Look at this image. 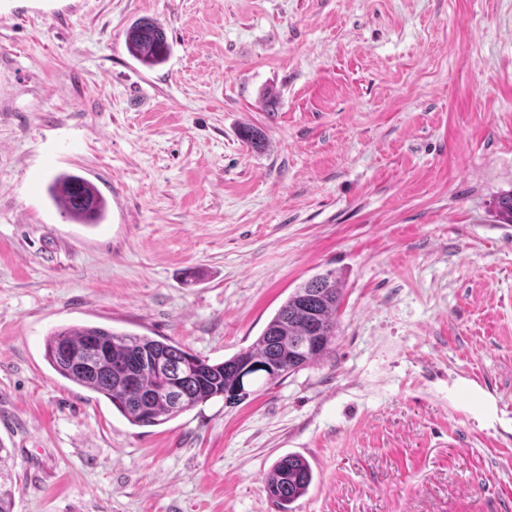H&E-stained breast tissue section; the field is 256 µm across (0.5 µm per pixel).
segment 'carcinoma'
<instances>
[{
  "label": "carcinoma",
  "instance_id": "carcinoma-1",
  "mask_svg": "<svg viewBox=\"0 0 512 512\" xmlns=\"http://www.w3.org/2000/svg\"><path fill=\"white\" fill-rule=\"evenodd\" d=\"M125 44L150 69L165 63L170 51L163 26L149 18L128 27ZM47 195L74 224H99L109 208L97 187L74 173L53 175ZM341 302L336 274L314 275L288 295L251 345L223 362L212 363L167 339L97 325L55 329L46 339L45 357L63 378L108 399L130 424L158 426L214 398L243 400L232 392L243 386L241 370L250 362L268 365L260 376L272 385L332 356ZM311 336L319 338V345H306ZM92 340L102 344V352L91 348ZM8 455L0 444V512H13L14 507V479L5 468ZM312 482L306 458L288 453L273 463L265 489L278 512H293L292 504L307 494Z\"/></svg>",
  "mask_w": 512,
  "mask_h": 512
}]
</instances>
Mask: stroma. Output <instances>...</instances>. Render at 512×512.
Listing matches in <instances>:
<instances>
[{
    "label": "stroma",
    "instance_id": "stroma-1",
    "mask_svg": "<svg viewBox=\"0 0 512 512\" xmlns=\"http://www.w3.org/2000/svg\"><path fill=\"white\" fill-rule=\"evenodd\" d=\"M144 17L153 69L125 46ZM59 172L102 224L50 204ZM510 190L512 0H0L13 512H277L289 453L295 512H512ZM326 270L332 358L236 404L137 427L45 358L97 325L221 362ZM125 44L128 53L150 69L165 63L170 51L163 26L149 18H143L128 27ZM47 195L73 224H100L109 208L107 199L97 187L74 173L53 175L47 186ZM313 482V470L303 456L289 453L272 465L265 489L279 512H294L291 506L307 494Z\"/></svg>",
    "mask_w": 512,
    "mask_h": 512
}]
</instances>
